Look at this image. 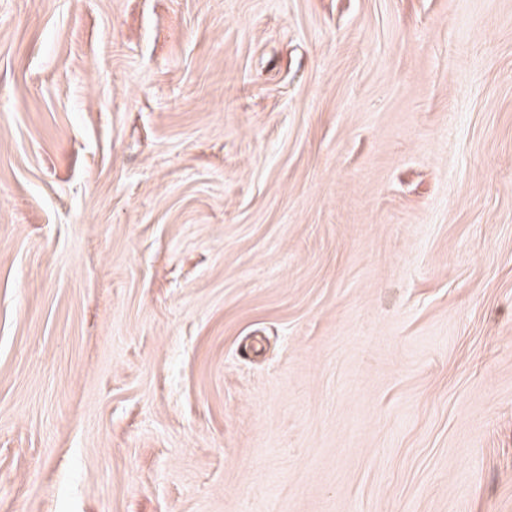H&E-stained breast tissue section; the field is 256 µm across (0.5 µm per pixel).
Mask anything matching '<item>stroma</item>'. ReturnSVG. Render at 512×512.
<instances>
[{"mask_svg": "<svg viewBox=\"0 0 512 512\" xmlns=\"http://www.w3.org/2000/svg\"><path fill=\"white\" fill-rule=\"evenodd\" d=\"M0 512H512V0H0Z\"/></svg>", "mask_w": 512, "mask_h": 512, "instance_id": "35a3bbf8", "label": "stroma"}]
</instances>
